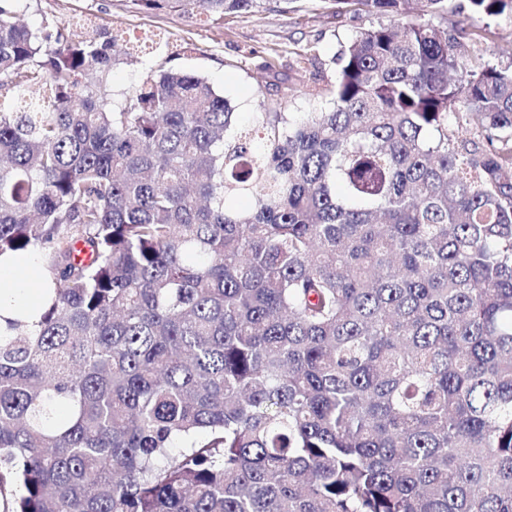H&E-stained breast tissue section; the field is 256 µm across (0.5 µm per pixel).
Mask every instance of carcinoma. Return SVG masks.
Returning <instances> with one entry per match:
<instances>
[{"instance_id": "obj_1", "label": "carcinoma", "mask_w": 512, "mask_h": 512, "mask_svg": "<svg viewBox=\"0 0 512 512\" xmlns=\"http://www.w3.org/2000/svg\"><path fill=\"white\" fill-rule=\"evenodd\" d=\"M17 2L0 255L52 283L0 337V512H512V65L461 50L449 0H356L384 21L320 111L264 105L256 150L193 73L111 104L117 36Z\"/></svg>"}]
</instances>
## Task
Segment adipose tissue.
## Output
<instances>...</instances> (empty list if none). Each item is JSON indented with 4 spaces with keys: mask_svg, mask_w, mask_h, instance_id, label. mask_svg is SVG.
<instances>
[{
    "mask_svg": "<svg viewBox=\"0 0 512 512\" xmlns=\"http://www.w3.org/2000/svg\"><path fill=\"white\" fill-rule=\"evenodd\" d=\"M50 283L49 272L35 254L0 257V336L11 335L9 320L37 321Z\"/></svg>",
    "mask_w": 512,
    "mask_h": 512,
    "instance_id": "ef3b65f1",
    "label": "adipose tissue"
}]
</instances>
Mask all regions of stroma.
<instances>
[{
  "label": "stroma",
  "mask_w": 512,
  "mask_h": 512,
  "mask_svg": "<svg viewBox=\"0 0 512 512\" xmlns=\"http://www.w3.org/2000/svg\"><path fill=\"white\" fill-rule=\"evenodd\" d=\"M18 10L20 22L32 28L88 16L94 28L128 39L160 35L162 52L117 64L102 96L120 100L150 71L162 67L190 72L205 78L230 103L242 133L255 129L264 102H280L286 113L308 111L311 92L335 74L334 57L341 44L379 22L378 16L346 0H272L208 25L193 12L146 13L132 0H21ZM439 23L473 55L512 65V21L486 23L470 15L467 0H453ZM302 53L315 56V63H299Z\"/></svg>",
  "instance_id": "1"
}]
</instances>
